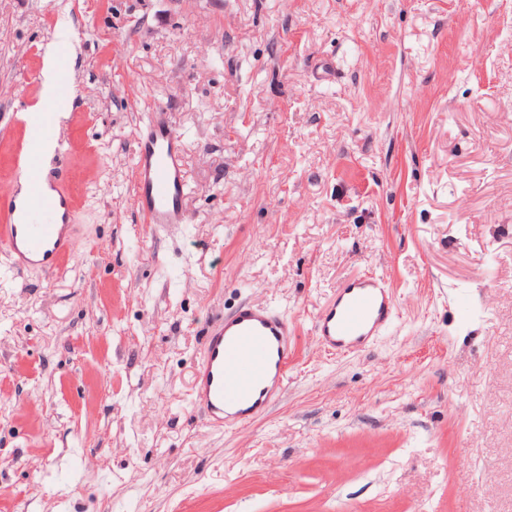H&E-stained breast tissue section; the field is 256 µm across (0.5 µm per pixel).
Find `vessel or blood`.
Segmentation results:
<instances>
[{
  "label": "vessel or blood",
  "mask_w": 512,
  "mask_h": 512,
  "mask_svg": "<svg viewBox=\"0 0 512 512\" xmlns=\"http://www.w3.org/2000/svg\"><path fill=\"white\" fill-rule=\"evenodd\" d=\"M54 115L27 113L32 129L18 179L25 193L12 194L0 207L9 215L0 225V253L12 268H39L53 276L64 256L81 249L68 224L57 223L69 206L66 193L43 181L45 150H57ZM137 209L146 223L174 228L188 223L186 181L180 135L164 110H156L140 127L134 142ZM396 299L380 277H357L345 283L332 302L313 317L320 348L347 354L367 346L394 319ZM287 319L262 305L244 304L208 331L192 386V404L214 426L249 422L270 409L282 393L284 367L292 354Z\"/></svg>",
  "instance_id": "vessel-or-blood-1"
}]
</instances>
